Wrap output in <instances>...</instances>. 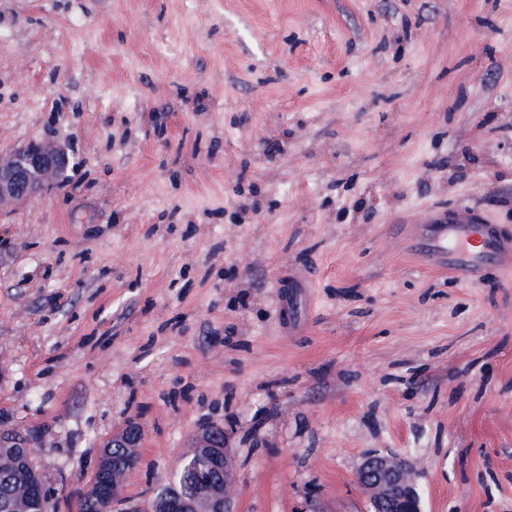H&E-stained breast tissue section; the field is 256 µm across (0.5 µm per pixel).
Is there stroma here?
<instances>
[{
  "label": "stroma",
  "mask_w": 512,
  "mask_h": 512,
  "mask_svg": "<svg viewBox=\"0 0 512 512\" xmlns=\"http://www.w3.org/2000/svg\"><path fill=\"white\" fill-rule=\"evenodd\" d=\"M33 141L68 165L0 202V428L50 512L131 421L133 503L217 423L236 512H367L375 452L425 512H512V268L395 227L512 234V0H0V162ZM422 221H399L406 249L429 266L448 270L457 278L479 282L486 276V256L505 264L512 260V238L495 230L487 215L467 204H435Z\"/></svg>",
  "instance_id": "stroma-1"
}]
</instances>
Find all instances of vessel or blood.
Segmentation results:
<instances>
[{
  "label": "vessel or blood",
  "instance_id": "1",
  "mask_svg": "<svg viewBox=\"0 0 512 512\" xmlns=\"http://www.w3.org/2000/svg\"><path fill=\"white\" fill-rule=\"evenodd\" d=\"M406 249L429 266L457 278L478 282L485 278L488 258H512V238L495 230L487 215L467 204H436L424 220L401 221Z\"/></svg>",
  "mask_w": 512,
  "mask_h": 512
}]
</instances>
